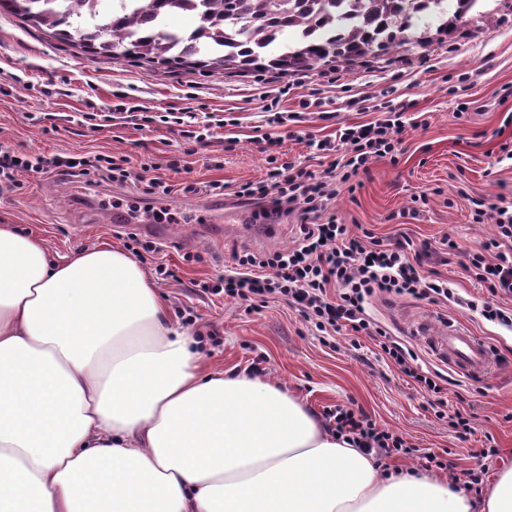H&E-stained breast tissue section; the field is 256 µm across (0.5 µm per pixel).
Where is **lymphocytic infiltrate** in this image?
I'll list each match as a JSON object with an SVG mask.
<instances>
[{"instance_id": "obj_1", "label": "lymphocytic infiltrate", "mask_w": 512, "mask_h": 512, "mask_svg": "<svg viewBox=\"0 0 512 512\" xmlns=\"http://www.w3.org/2000/svg\"><path fill=\"white\" fill-rule=\"evenodd\" d=\"M403 104L387 106L384 118L362 125H347L337 139L318 141L316 149L328 166L318 172L279 162L278 140L267 139L263 151L267 176L235 187L238 199L266 205L277 214L299 213L293 246L273 251L233 250L232 263L222 277L204 284V292L244 302L254 311L273 300L285 302L328 347H336L340 334L361 335L378 347L382 360L393 365L417 385L437 416L448 419L461 434L472 430L467 410L444 411L446 375L423 370L417 353L397 340L369 312L375 298L404 297L432 304H466L468 309L505 329L512 330V204L491 203L475 211L474 223H491L492 237L464 245L453 237L441 240L442 249L463 254L464 269L483 284L487 298L463 301L437 273H424L422 250L409 241L384 243L371 232L353 234L338 221L330 204L339 189L367 172L371 160L396 157L405 129ZM73 176L97 174L115 184L126 183L131 172L124 159L33 156L0 147V188L13 189L21 172ZM323 418L338 437L357 442L377 462L402 456L418 460L421 467L444 468L441 455L410 444L402 434L378 427L363 411L347 404L325 408Z\"/></svg>"}]
</instances>
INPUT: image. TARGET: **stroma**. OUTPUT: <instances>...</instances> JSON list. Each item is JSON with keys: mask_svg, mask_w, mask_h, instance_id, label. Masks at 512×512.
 <instances>
[{"mask_svg": "<svg viewBox=\"0 0 512 512\" xmlns=\"http://www.w3.org/2000/svg\"><path fill=\"white\" fill-rule=\"evenodd\" d=\"M486 9L487 17L467 16L451 36L441 18L420 20L392 54L353 67L334 62L311 73L243 76L150 67L120 55L87 56L1 13L0 145L45 155H124L132 171L151 164L153 176L174 190L149 196L134 179L113 187L92 175L25 172L17 177L18 188L0 190V225L38 238L58 259L96 244L124 247L125 232L101 223L100 213L115 205L133 209L143 227L140 242L157 246L141 264L149 272L159 263L175 271V278L156 286L171 319L183 309L194 311L192 330L201 335L200 349L212 367L242 371L264 359L268 377L315 413L353 404L416 447L447 452L457 472L474 467L470 450L494 447L496 455L485 462V481L493 483L501 470L512 468V331L454 303L383 297L373 303V317L417 352L422 367L440 366L413 332L425 316L462 321L495 348V373L476 381L456 375L446 386L449 409L464 398L474 406V431L464 436L434 414L368 339L356 348L344 339L332 350L283 302L255 312L201 288L223 276L234 248L285 247L298 222L294 215L279 218V233L262 243L257 227L225 222L223 212L203 223L208 203L217 200L206 185L264 179L267 163L258 141L268 136L282 138V160L321 171L327 161L314 155L309 139H329L343 125L376 121L387 102L409 106L402 150L397 158L372 160L355 190L337 195L339 221L354 233L367 229L388 241L406 236L417 245L449 235L471 242L488 238L492 225L472 221L478 204L512 203V160L500 152L501 144L512 141V0H488ZM284 85L291 91L281 105L296 119L282 128L268 124L264 95ZM463 101L469 110L461 114L457 105ZM116 104L155 120L143 125L122 117L112 110ZM184 107L223 114L224 126L209 145L158 122V114ZM173 158L180 159V170L170 169ZM423 193L424 203L418 200ZM159 210L175 216L172 236L161 244L151 234V215ZM462 263V257L440 250L423 259L425 270L448 279L462 297H486Z\"/></svg>", "mask_w": 512, "mask_h": 512, "instance_id": "obj_1", "label": "stroma"}]
</instances>
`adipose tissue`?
<instances>
[{
	"label": "adipose tissue",
	"instance_id": "adipose-tissue-1",
	"mask_svg": "<svg viewBox=\"0 0 512 512\" xmlns=\"http://www.w3.org/2000/svg\"><path fill=\"white\" fill-rule=\"evenodd\" d=\"M0 512H512L384 470L262 375L211 367L143 266L0 226Z\"/></svg>",
	"mask_w": 512,
	"mask_h": 512
}]
</instances>
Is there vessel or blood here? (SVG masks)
Returning a JSON list of instances; mask_svg holds the SVG:
<instances>
[{"label":"vessel or blood","mask_w":512,"mask_h":512,"mask_svg":"<svg viewBox=\"0 0 512 512\" xmlns=\"http://www.w3.org/2000/svg\"><path fill=\"white\" fill-rule=\"evenodd\" d=\"M414 332L439 361L466 378L486 377L497 363L495 349L467 326L438 324L426 318L417 323Z\"/></svg>","instance_id":"vessel-or-blood-1"}]
</instances>
